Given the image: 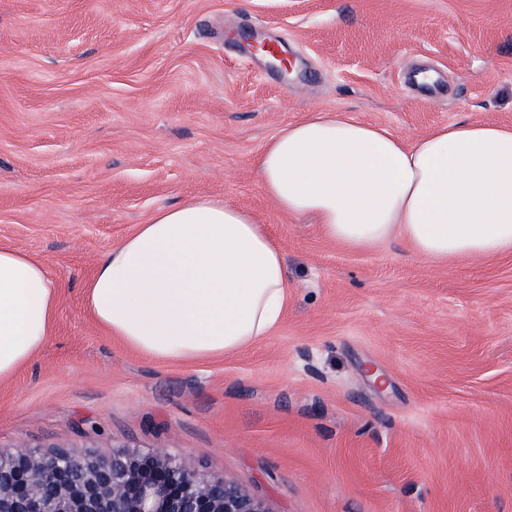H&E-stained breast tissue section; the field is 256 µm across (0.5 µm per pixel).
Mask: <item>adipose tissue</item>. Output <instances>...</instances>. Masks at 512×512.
Instances as JSON below:
<instances>
[{
	"label": "adipose tissue",
	"mask_w": 512,
	"mask_h": 512,
	"mask_svg": "<svg viewBox=\"0 0 512 512\" xmlns=\"http://www.w3.org/2000/svg\"><path fill=\"white\" fill-rule=\"evenodd\" d=\"M286 216L358 251L394 240L431 261L512 254V125L456 121L413 140L343 112L280 130L258 162ZM283 253L250 212L194 197L157 208L104 252L86 288L107 335L156 362L220 359L262 340L288 304ZM46 265L0 247V383L45 348L58 306Z\"/></svg>",
	"instance_id": "ef3b65f1"
}]
</instances>
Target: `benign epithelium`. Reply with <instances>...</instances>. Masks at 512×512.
Returning a JSON list of instances; mask_svg holds the SVG:
<instances>
[{
  "label": "benign epithelium",
  "mask_w": 512,
  "mask_h": 512,
  "mask_svg": "<svg viewBox=\"0 0 512 512\" xmlns=\"http://www.w3.org/2000/svg\"><path fill=\"white\" fill-rule=\"evenodd\" d=\"M0 512H270L221 475L190 468L162 449L109 457L0 452Z\"/></svg>",
  "instance_id": "benign-epithelium-1"
}]
</instances>
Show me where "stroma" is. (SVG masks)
<instances>
[{"instance_id": "stroma-1", "label": "stroma", "mask_w": 512, "mask_h": 512, "mask_svg": "<svg viewBox=\"0 0 512 512\" xmlns=\"http://www.w3.org/2000/svg\"><path fill=\"white\" fill-rule=\"evenodd\" d=\"M317 111L409 140L512 124V0H0V246L61 287L46 347L0 384V450L162 448L270 512H512V255L350 251L281 215L260 154ZM193 196L266 224L288 310L224 359L151 362L84 289Z\"/></svg>"}]
</instances>
